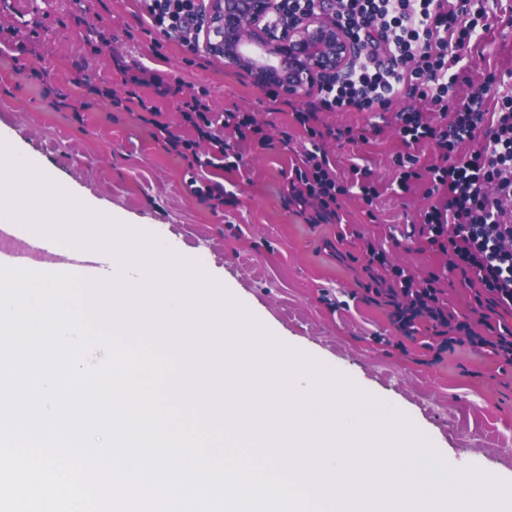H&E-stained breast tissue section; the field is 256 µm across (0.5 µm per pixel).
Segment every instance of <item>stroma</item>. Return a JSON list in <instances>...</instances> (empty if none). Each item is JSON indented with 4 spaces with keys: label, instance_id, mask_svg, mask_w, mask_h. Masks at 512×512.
<instances>
[{
    "label": "stroma",
    "instance_id": "obj_1",
    "mask_svg": "<svg viewBox=\"0 0 512 512\" xmlns=\"http://www.w3.org/2000/svg\"><path fill=\"white\" fill-rule=\"evenodd\" d=\"M495 11L501 24L470 54L512 68V30L503 24L512 0ZM16 28L28 36L25 50L13 46ZM156 38L136 0H0V138L72 195L199 261L273 335L405 414L450 467L512 482V365L466 342L440 350L428 322L405 337L367 291L364 240L420 277L444 263L413 227L427 205L424 186L405 193L396 183L393 160L406 147L392 128L358 144L326 140L337 172L369 169L380 196L377 221L355 188L340 199V223L320 222L291 201L303 133L290 106L223 59L173 41L153 55ZM135 65L184 79L181 94L157 101L176 134L194 135L180 123L194 94L218 112L256 114L272 148L241 145L230 172L167 152L125 108L122 69ZM204 176L230 192L218 210L187 187Z\"/></svg>",
    "mask_w": 512,
    "mask_h": 512
}]
</instances>
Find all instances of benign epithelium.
Here are the masks:
<instances>
[{"mask_svg":"<svg viewBox=\"0 0 512 512\" xmlns=\"http://www.w3.org/2000/svg\"><path fill=\"white\" fill-rule=\"evenodd\" d=\"M284 0H209L208 51L247 73L253 83L301 97L346 69L356 49L332 8L275 28Z\"/></svg>","mask_w":512,"mask_h":512,"instance_id":"7a95c632","label":"benign epithelium"}]
</instances>
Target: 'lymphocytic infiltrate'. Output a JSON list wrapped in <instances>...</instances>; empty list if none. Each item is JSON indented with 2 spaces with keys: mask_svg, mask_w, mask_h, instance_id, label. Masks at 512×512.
Instances as JSON below:
<instances>
[{
  "mask_svg": "<svg viewBox=\"0 0 512 512\" xmlns=\"http://www.w3.org/2000/svg\"><path fill=\"white\" fill-rule=\"evenodd\" d=\"M142 14L166 39L200 53L207 28L205 0H138ZM336 20L355 43L358 54L343 74L325 80L313 102L295 111L306 134L301 162L296 165L294 200L312 207L324 221H335L339 199L359 188L365 201L376 198L368 183L353 185L337 175L322 148L319 126L323 112L392 113V124L406 146L434 144V163L420 166L416 156L397 158L399 185H428L432 200L422 224L428 245L446 258L445 272L461 274L486 311L481 325L491 326L493 338L472 332L471 319L448 310L440 299L441 277L416 280L402 268L390 277L377 276L392 323L413 335L417 321L430 320L451 332L468 331L476 347H491L512 364V70L488 65L482 82L461 94L472 40L490 30L492 20L484 0H336ZM131 108L149 111L150 123L166 135L168 150L181 157L196 153L208 141L204 164L232 170L234 143L259 140L267 144L263 123L251 112L225 111L215 116L209 103L194 96L181 111L184 125L196 133L187 139L170 132L157 106L139 95L142 87L160 96L172 90L158 71L140 68L131 75ZM419 108L409 107V100Z\"/></svg>",
  "mask_w": 512,
  "mask_h": 512,
  "instance_id": "obj_1",
  "label": "lymphocytic infiltrate"
}]
</instances>
